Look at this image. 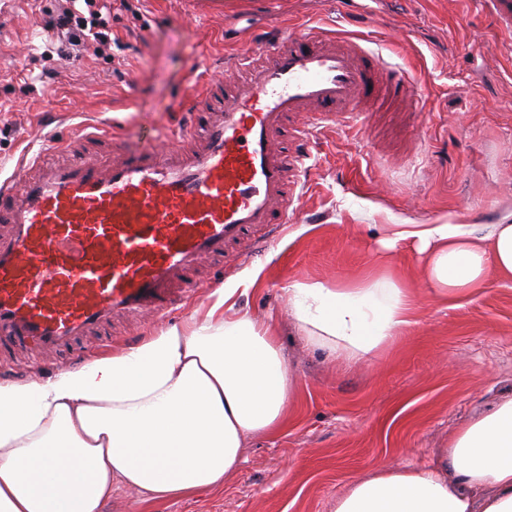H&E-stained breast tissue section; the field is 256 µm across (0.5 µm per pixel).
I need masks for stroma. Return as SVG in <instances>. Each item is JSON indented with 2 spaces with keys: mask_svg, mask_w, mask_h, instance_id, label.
Returning a JSON list of instances; mask_svg holds the SVG:
<instances>
[{
  "mask_svg": "<svg viewBox=\"0 0 512 512\" xmlns=\"http://www.w3.org/2000/svg\"><path fill=\"white\" fill-rule=\"evenodd\" d=\"M128 2L110 10L116 44L79 62L38 26L58 0H0V175L56 135L109 125L135 150L152 128L177 133L197 60L250 52V33L275 17L365 39L424 93L413 109L369 113L360 129L317 130L300 221L275 237L257 231L253 257L224 263L221 286L258 280L239 309L279 325L296 386L287 430L249 438L219 491L146 502L121 486L104 512H333L380 464L438 463L456 429L512 396V283L454 308L424 303L416 329L367 366L332 360L299 336L286 288L362 274L390 224H496L512 214V39L477 0ZM212 294L202 289L163 321L117 324L98 353L180 323Z\"/></svg>",
  "mask_w": 512,
  "mask_h": 512,
  "instance_id": "stroma-1",
  "label": "stroma"
}]
</instances>
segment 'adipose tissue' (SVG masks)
Segmentation results:
<instances>
[{
    "instance_id": "obj_1",
    "label": "adipose tissue",
    "mask_w": 512,
    "mask_h": 512,
    "mask_svg": "<svg viewBox=\"0 0 512 512\" xmlns=\"http://www.w3.org/2000/svg\"><path fill=\"white\" fill-rule=\"evenodd\" d=\"M383 252L419 256L422 283L445 304L512 282V219L393 224ZM307 342L361 365L418 324L415 288L378 264L346 284L288 286ZM237 289L148 341L47 380L0 379V512H102L113 486L146 500L219 489L247 437L289 421L293 371L275 327L237 313ZM334 512H512V398L456 431L443 462L379 465Z\"/></svg>"
}]
</instances>
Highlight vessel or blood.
Segmentation results:
<instances>
[{
    "instance_id": "obj_1",
    "label": "vessel or blood",
    "mask_w": 512,
    "mask_h": 512,
    "mask_svg": "<svg viewBox=\"0 0 512 512\" xmlns=\"http://www.w3.org/2000/svg\"><path fill=\"white\" fill-rule=\"evenodd\" d=\"M480 4L512 33V0ZM406 93L359 39L297 25L185 92L174 147L130 152L106 128L53 140L0 179V352L65 351L115 318L168 316L204 262L299 217L311 128L356 126ZM298 112L309 126L289 128Z\"/></svg>"
}]
</instances>
